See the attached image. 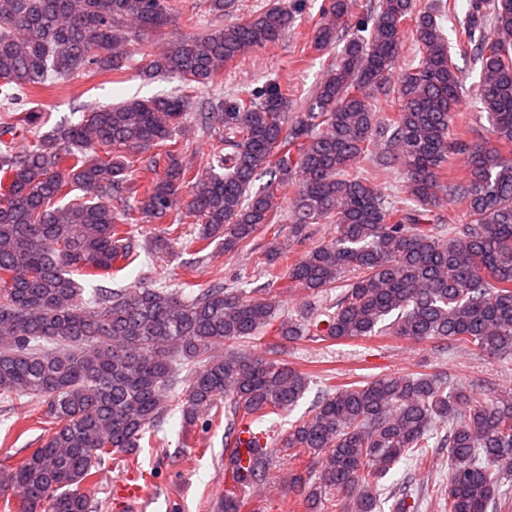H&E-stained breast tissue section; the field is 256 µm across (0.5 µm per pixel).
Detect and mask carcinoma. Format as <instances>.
Wrapping results in <instances>:
<instances>
[{"label": "carcinoma", "instance_id": "carcinoma-1", "mask_svg": "<svg viewBox=\"0 0 512 512\" xmlns=\"http://www.w3.org/2000/svg\"><path fill=\"white\" fill-rule=\"evenodd\" d=\"M328 0L312 46L339 47L305 108L273 83L195 113L222 146L206 168L183 158L188 93L220 81L221 69L278 43L295 23L294 0L198 36L167 43L150 68L178 76L184 92L96 108L17 152L0 143V399L27 402L53 424L41 447L9 474L19 512H94L89 487L109 456L133 455L168 410L175 375L192 367L180 397L184 422L224 405V512L272 479L273 451L253 448L241 464L237 430L289 411L310 375L270 358L287 344L401 336L446 343L477 357L512 355V0H419L360 4ZM178 0H0V132L35 125L33 89L86 73L129 69L131 36L158 32ZM453 18L455 44L439 19ZM411 40L419 61L392 81ZM480 63L476 89L495 144L453 134L464 93L456 55ZM397 107L385 111L391 103ZM461 159L465 175L448 179ZM396 169L405 196L381 179ZM156 178L124 196L135 172ZM269 182L251 191L255 178ZM295 188L291 230L334 224L335 235L290 261L274 247L263 287L215 282L171 288L157 277L112 289L137 258L132 226L162 223L185 206L202 225L183 237L167 224L152 242L181 244L203 259L214 243L246 247L279 235V200ZM65 204H60L63 199ZM460 202L462 217L435 213ZM95 283L90 294L75 278ZM341 292L301 320L279 318L272 289ZM270 336L268 354L238 346ZM276 447L298 461L290 487L318 512H377L381 480L411 459L422 470L448 449L441 512H497L512 479V392L479 398L474 385L441 372L329 382Z\"/></svg>", "mask_w": 512, "mask_h": 512}]
</instances>
